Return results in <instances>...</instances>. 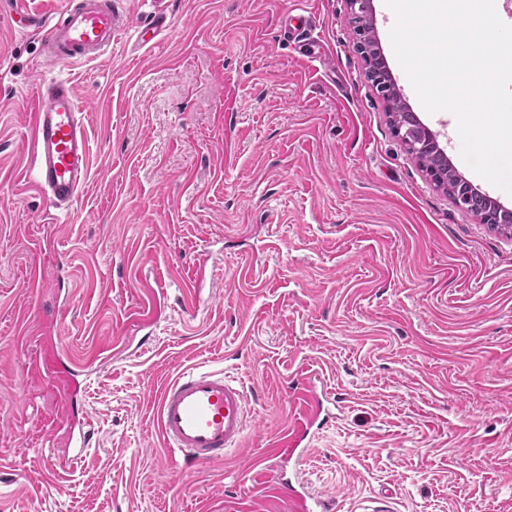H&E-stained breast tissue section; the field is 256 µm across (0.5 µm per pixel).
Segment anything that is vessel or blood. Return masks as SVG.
Masks as SVG:
<instances>
[{
	"instance_id": "vessel-or-blood-1",
	"label": "vessel or blood",
	"mask_w": 512,
	"mask_h": 512,
	"mask_svg": "<svg viewBox=\"0 0 512 512\" xmlns=\"http://www.w3.org/2000/svg\"><path fill=\"white\" fill-rule=\"evenodd\" d=\"M11 12L18 22L43 34L45 57L55 64H74L104 56L114 38L136 28L139 39L156 34L167 20L157 12L152 20L133 26L117 0H78L44 18L28 7V0H13ZM26 139L36 170L35 184L54 209L69 210L89 176L88 121L74 84L51 78L38 86L30 108ZM316 377L302 375L299 413L272 445L270 457L277 467L301 471L311 446V430L327 418ZM249 414L245 389L223 372L193 367L178 374L163 389L157 411L165 447L185 461L203 464L223 458L241 447ZM293 512H330L331 498L306 483L284 479L279 483Z\"/></svg>"
}]
</instances>
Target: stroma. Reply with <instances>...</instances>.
<instances>
[{
    "label": "stroma",
    "mask_w": 512,
    "mask_h": 512,
    "mask_svg": "<svg viewBox=\"0 0 512 512\" xmlns=\"http://www.w3.org/2000/svg\"><path fill=\"white\" fill-rule=\"evenodd\" d=\"M373 6L406 103L512 209L424 110ZM163 8L148 44L129 30L98 60L51 65L0 0V512H292L267 454L305 372L340 401L303 470L335 512L385 492L394 512H512V235L395 136L347 0ZM301 10L327 62L284 37ZM44 78L70 79L88 113L90 176L66 214L24 139ZM61 345L94 419L77 460L46 373ZM197 365L242 382L252 412L242 449L199 465L172 459L155 416Z\"/></svg>",
    "instance_id": "1"
}]
</instances>
